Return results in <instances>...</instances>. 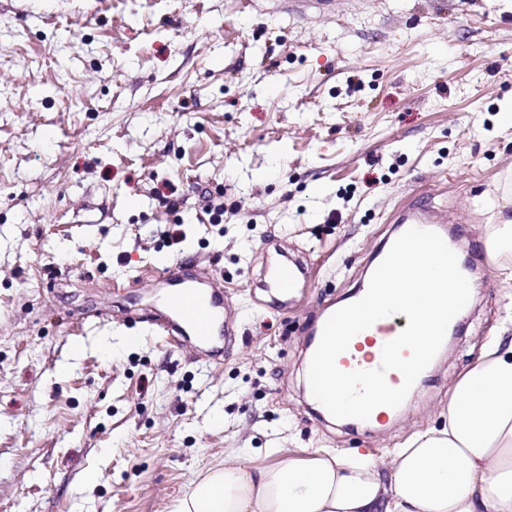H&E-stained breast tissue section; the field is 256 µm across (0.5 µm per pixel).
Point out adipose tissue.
I'll return each instance as SVG.
<instances>
[{
    "label": "adipose tissue",
    "instance_id": "1",
    "mask_svg": "<svg viewBox=\"0 0 512 512\" xmlns=\"http://www.w3.org/2000/svg\"><path fill=\"white\" fill-rule=\"evenodd\" d=\"M512 282V223L480 239ZM172 512H512V342L492 338L448 392L442 426L411 436L385 465L328 448L244 452L194 479Z\"/></svg>",
    "mask_w": 512,
    "mask_h": 512
}]
</instances>
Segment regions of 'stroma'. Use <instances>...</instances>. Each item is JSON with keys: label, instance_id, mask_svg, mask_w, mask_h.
<instances>
[{"label": "stroma", "instance_id": "1", "mask_svg": "<svg viewBox=\"0 0 512 512\" xmlns=\"http://www.w3.org/2000/svg\"><path fill=\"white\" fill-rule=\"evenodd\" d=\"M509 100L512 0H0V512H171L237 449L380 464L440 422L512 338L494 260L385 429L317 416L305 345L408 199L462 216L469 261L512 218ZM267 241L311 268L286 307L257 286ZM162 254L223 279L244 334L221 368L138 323Z\"/></svg>", "mask_w": 512, "mask_h": 512}]
</instances>
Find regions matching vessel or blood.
Returning a JSON list of instances; mask_svg holds the SVG:
<instances>
[{"mask_svg":"<svg viewBox=\"0 0 512 512\" xmlns=\"http://www.w3.org/2000/svg\"><path fill=\"white\" fill-rule=\"evenodd\" d=\"M402 229L420 228L443 233L448 212L411 200L393 218ZM310 278L308 269L300 261L275 258L268 274L267 286L287 297L305 287ZM141 288L164 289L160 307L142 315L141 321L153 331L169 336H191L196 341L199 361L214 367L224 351L232 350L241 331L236 314L229 309L224 296V284L206 269L187 270L177 259L157 266L153 277L142 280ZM404 328L396 318L378 320L367 333L371 340L387 342L397 337Z\"/></svg>","mask_w":512,"mask_h":512,"instance_id":"obj_1","label":"vessel or blood"}]
</instances>
